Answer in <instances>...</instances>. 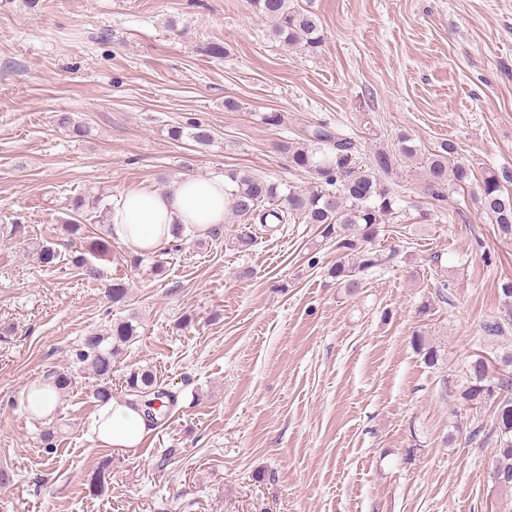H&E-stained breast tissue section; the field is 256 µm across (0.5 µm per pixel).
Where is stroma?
I'll return each mask as SVG.
<instances>
[{
  "label": "stroma",
  "mask_w": 512,
  "mask_h": 512,
  "mask_svg": "<svg viewBox=\"0 0 512 512\" xmlns=\"http://www.w3.org/2000/svg\"><path fill=\"white\" fill-rule=\"evenodd\" d=\"M297 4L321 20L317 53L275 41L248 0H0V512H492L500 499L493 448L449 443L455 402L411 335L428 324L444 366L471 360L482 321L506 313L512 241L470 191L449 186L433 209L422 162L386 175L399 209L380 243L396 256L354 298L326 276L335 255L315 227L229 212L166 252L160 276L121 245L96 278L28 254L62 238L77 194L109 201L240 168L307 188L279 145L317 122L359 143L365 171L407 134L425 152L454 141L474 176L512 177V0ZM210 42L227 56L203 55ZM271 111L283 126L258 120ZM60 112L84 135L58 127ZM188 117L211 126L209 149L169 138ZM115 278L129 289L117 305ZM443 280L450 303L421 321ZM132 312L141 327L121 364L152 367L176 406L136 450L102 448L88 430L96 380L76 374L46 455L25 389Z\"/></svg>",
  "instance_id": "35a3bbf8"
}]
</instances>
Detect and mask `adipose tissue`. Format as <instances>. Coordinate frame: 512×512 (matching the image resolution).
Segmentation results:
<instances>
[{"label": "adipose tissue", "mask_w": 512, "mask_h": 512, "mask_svg": "<svg viewBox=\"0 0 512 512\" xmlns=\"http://www.w3.org/2000/svg\"><path fill=\"white\" fill-rule=\"evenodd\" d=\"M225 190L223 179L189 178L123 193L111 204L109 232L136 254H155L189 231L205 233L222 224ZM91 431L102 447L129 451L140 445L148 426L141 412L114 398L99 406Z\"/></svg>", "instance_id": "1"}]
</instances>
